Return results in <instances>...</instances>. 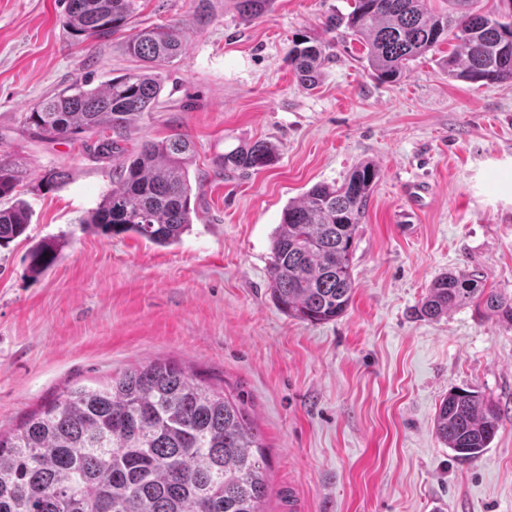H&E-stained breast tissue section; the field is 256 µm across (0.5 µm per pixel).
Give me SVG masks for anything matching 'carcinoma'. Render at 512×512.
Segmentation results:
<instances>
[{
  "mask_svg": "<svg viewBox=\"0 0 512 512\" xmlns=\"http://www.w3.org/2000/svg\"><path fill=\"white\" fill-rule=\"evenodd\" d=\"M353 0L332 14L326 30L357 37L368 66L383 83L401 80L407 64L454 43L439 64L448 78L482 85L512 82V23L498 10L479 12L475 0ZM271 0H237L251 19L269 13ZM136 0H65L63 27L77 42L102 40L124 29ZM187 35L159 25L129 35L126 50L144 63L135 73L90 88L79 79L22 115L33 138L72 139L91 132L110 154L131 126L152 111L163 90L162 69L179 58ZM329 44L300 39L288 52L298 82L315 86ZM182 136L146 140L113 170L116 186L83 220L106 237L131 233L158 246L179 242L193 224L189 158ZM277 148L265 141L238 146L215 160L221 171L272 165ZM379 180L364 162L339 185L318 183L283 210L269 267L272 298L302 322L327 323L348 309L355 228ZM18 178L0 162V198ZM31 212L16 198L0 207V247L27 234ZM42 273L57 259L45 242L27 254ZM467 304L512 322V298L485 288L482 272L445 273L432 281L418 313L439 319ZM500 407L469 390L446 395L436 410L437 436L462 460H475L495 438ZM270 461L258 427L237 396L203 383L177 361H149L101 387H77L42 405L15 429L0 430V512H265Z\"/></svg>",
  "mask_w": 512,
  "mask_h": 512,
  "instance_id": "obj_1",
  "label": "carcinoma"
}]
</instances>
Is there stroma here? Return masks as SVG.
I'll return each mask as SVG.
<instances>
[{
  "mask_svg": "<svg viewBox=\"0 0 512 512\" xmlns=\"http://www.w3.org/2000/svg\"><path fill=\"white\" fill-rule=\"evenodd\" d=\"M64 8L0 0V160L32 214L27 238L0 250V428L66 389L175 360L238 395L256 421L271 463L265 512H512V324L473 305L417 314L448 271L479 269L486 288L512 297V193L500 180L512 168V82L449 79L437 64L446 44L380 82L364 47L323 25L349 0H274L260 20L209 0L206 23L194 0H138L125 30L84 43L63 28ZM169 23L187 33L186 50L123 144L130 153L180 134L195 146L193 224L163 247L89 231L119 156L98 153L88 133L29 137L20 116L74 80L97 87L137 71L128 34ZM303 37L333 44L312 88L287 63ZM257 140L277 147L274 165L217 170L218 155ZM362 162L380 179L355 229L350 306L327 323L290 318L269 290L281 213ZM51 169L66 181L39 188ZM414 181L430 189L416 208L405 196ZM43 241L58 258L35 275L26 255ZM459 388L502 410L473 461L434 428Z\"/></svg>",
  "mask_w": 512,
  "mask_h": 512,
  "instance_id": "1",
  "label": "stroma"
}]
</instances>
